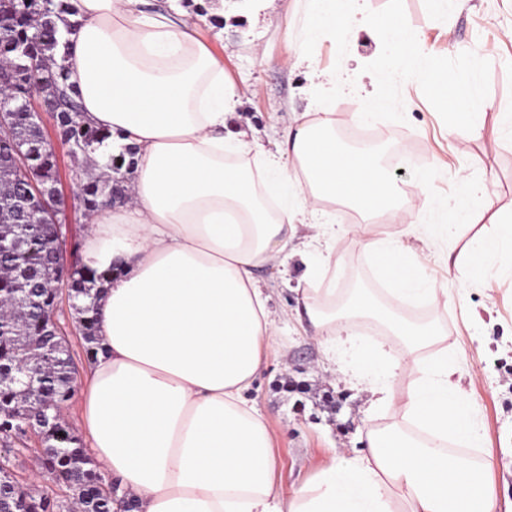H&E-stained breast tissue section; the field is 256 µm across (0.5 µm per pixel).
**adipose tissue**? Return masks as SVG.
Instances as JSON below:
<instances>
[{
  "label": "adipose tissue",
  "mask_w": 512,
  "mask_h": 512,
  "mask_svg": "<svg viewBox=\"0 0 512 512\" xmlns=\"http://www.w3.org/2000/svg\"><path fill=\"white\" fill-rule=\"evenodd\" d=\"M76 33L57 60L81 95L87 123L111 130L109 148L134 151L128 199L85 218L83 254L114 273L96 309L101 350L80 401L95 461L136 512H497L492 463L450 453L449 440L482 445L476 407L453 380L462 352L444 330L414 323L405 305L456 300L493 269L512 267V221L486 215L479 187L434 223L374 231L408 199L373 151L345 155L326 106L285 125L272 146L225 133L240 99L224 57L180 9L149 14L139 0H69ZM363 215L346 231L325 206ZM490 230L459 244L461 229ZM313 235L316 278L351 238L390 286L392 304L363 292L336 308L335 289L308 301L313 339L350 373L371 406L398 423L367 431L296 489L275 480V440L249 394L278 331L259 267L285 263L299 225ZM457 274L455 296L411 270L413 241ZM360 318L379 321L381 343H361Z\"/></svg>",
  "instance_id": "obj_1"
}]
</instances>
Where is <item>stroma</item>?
Wrapping results in <instances>:
<instances>
[{
	"instance_id": "35a3bbf8",
	"label": "stroma",
	"mask_w": 512,
	"mask_h": 512,
	"mask_svg": "<svg viewBox=\"0 0 512 512\" xmlns=\"http://www.w3.org/2000/svg\"><path fill=\"white\" fill-rule=\"evenodd\" d=\"M191 14H202L208 26L203 35L224 47V67L242 94V105L228 122L260 139H268L282 125L287 113L314 107L312 92L318 87L315 71L340 67L342 75L357 78V88L333 104L337 127H344L362 99L374 94L375 77L363 66L377 58L381 45L366 24L352 28L349 52L338 58L334 41L319 39L311 58H303L300 36L304 21L303 0H265L253 9L250 0H226L223 15L213 13L216 0H179ZM409 25L437 56L453 57L477 48L492 59L488 97L494 103L512 102V0H453L439 12L434 0H403ZM269 58L255 60L256 51ZM405 122L370 124L371 147L384 149L383 163L396 170L400 151L426 156L438 171L432 198L435 207L454 204L458 175L468 170L483 192L481 203L491 211L512 214V142H493L499 121L495 111L483 118L481 139L459 143L427 101L417 82L401 87ZM60 184L65 198L62 230L74 235L84 224V213L74 198L88 171L65 144H57ZM303 272L300 256L288 260L287 274L278 267L258 269L257 277L271 293L270 306L286 311L268 351L267 365L251 393L268 427L277 437L276 479L285 487L301 485L314 477L333 450L355 447L361 433L391 422L394 412L383 408L365 412V397L344 382H333L325 373L322 349L308 337V318L296 287ZM317 288H335L344 301L356 288L370 291L388 302L372 266L355 246L336 258L335 271H324L313 282ZM469 309L408 311L414 321L435 320L447 332L449 349L461 350L459 378L478 411L485 440L476 458L491 457L494 486L501 512H512V270H500L489 287H471Z\"/></svg>"
}]
</instances>
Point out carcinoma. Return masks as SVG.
<instances>
[{
  "mask_svg": "<svg viewBox=\"0 0 512 512\" xmlns=\"http://www.w3.org/2000/svg\"><path fill=\"white\" fill-rule=\"evenodd\" d=\"M67 0H0V88L20 99L33 94L45 98L55 127L65 144L81 145L92 165L95 153L112 138L108 130L85 124L77 92L66 85L63 68L54 59L62 39L57 25ZM9 130L0 131V234L18 240L11 253H0V299L13 311L0 312V439L31 427L44 437L40 461L45 475L64 484L69 494L32 491L19 484L14 460L0 462V512H66L74 501L78 512H112L117 487L112 479L79 454V440L65 428L59 410L76 391V368L67 342L50 332L54 314L46 288L65 252V239L48 224H30L31 210H58L63 198L49 197L59 178L45 177V196H26L23 185L40 180V171L57 166L56 157L40 123L25 111L7 118ZM34 147V160L25 163L13 148L14 138ZM126 154L109 157L106 170L77 187L76 196L89 213L116 199L128 187L122 168ZM71 293L74 310L83 321L87 358L96 355V302L112 276L85 263L80 243L70 244Z\"/></svg>",
  "mask_w": 512,
  "mask_h": 512,
  "instance_id": "carcinoma-1",
  "label": "carcinoma"
}]
</instances>
